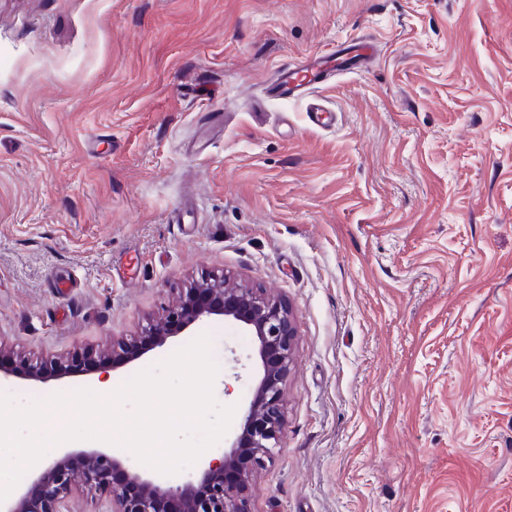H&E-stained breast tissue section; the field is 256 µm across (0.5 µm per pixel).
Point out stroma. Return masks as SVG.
<instances>
[{"mask_svg": "<svg viewBox=\"0 0 512 512\" xmlns=\"http://www.w3.org/2000/svg\"><path fill=\"white\" fill-rule=\"evenodd\" d=\"M318 96L254 102L354 38ZM295 315L287 427L254 512H512V0H0V343L119 388L177 289ZM241 405L251 339L201 323ZM307 112L314 125L328 127L335 123V110L324 104L321 99L311 98L307 104Z\"/></svg>", "mask_w": 512, "mask_h": 512, "instance_id": "obj_1", "label": "stroma"}]
</instances>
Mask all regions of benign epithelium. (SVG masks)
<instances>
[{"mask_svg": "<svg viewBox=\"0 0 512 512\" xmlns=\"http://www.w3.org/2000/svg\"><path fill=\"white\" fill-rule=\"evenodd\" d=\"M211 316H222L256 336L261 364L239 433L222 456L203 463L195 480L172 484L125 468L121 455L108 450L77 452L84 462L78 470L65 453L33 473L13 497L0 503V512H75L70 499L78 488L107 494L106 512H254V474L273 462V449L279 447L286 425L284 390L296 336L289 306L256 288L210 277L184 289L136 340L117 343L112 362H132ZM89 360V354L74 352L53 362L46 373L0 343V378L45 381L76 373Z\"/></svg>", "mask_w": 512, "mask_h": 512, "instance_id": "obj_1", "label": "benign epithelium"}]
</instances>
